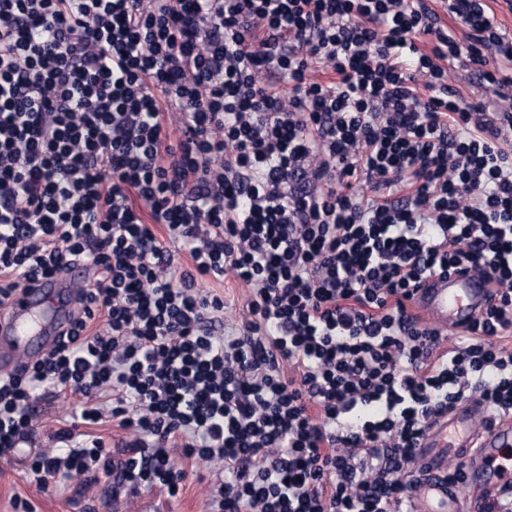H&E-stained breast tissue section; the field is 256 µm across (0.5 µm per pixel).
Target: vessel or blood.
I'll list each match as a JSON object with an SVG mask.
<instances>
[{"mask_svg": "<svg viewBox=\"0 0 512 512\" xmlns=\"http://www.w3.org/2000/svg\"><path fill=\"white\" fill-rule=\"evenodd\" d=\"M490 298L486 278L470 271L430 279L427 288L416 294L414 305L430 324L460 328L480 317ZM73 307L69 279H43L40 288L16 296L9 314L0 316V338L26 341L56 336L68 326ZM485 416L482 404L466 401L422 440L423 469L418 479L426 505L420 512H470L459 503V488L444 479L449 458L462 460L470 484L479 488L493 489L512 479V466L505 463V453L512 448V421L474 433V424Z\"/></svg>", "mask_w": 512, "mask_h": 512, "instance_id": "obj_1", "label": "vessel or blood"}]
</instances>
